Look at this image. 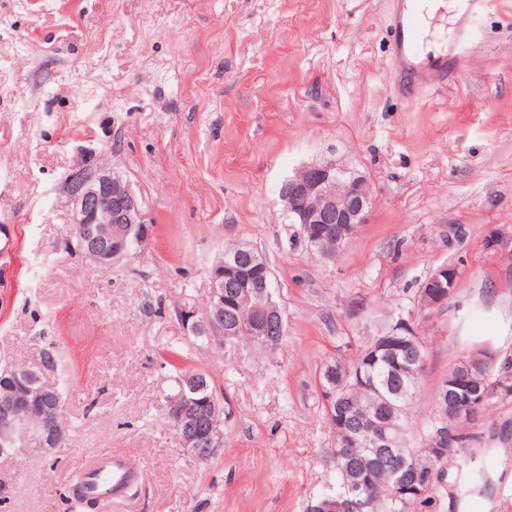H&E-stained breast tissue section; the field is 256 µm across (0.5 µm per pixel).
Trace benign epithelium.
<instances>
[{"label": "benign epithelium", "instance_id": "benign-epithelium-1", "mask_svg": "<svg viewBox=\"0 0 512 512\" xmlns=\"http://www.w3.org/2000/svg\"><path fill=\"white\" fill-rule=\"evenodd\" d=\"M72 196L75 209L74 223L82 226L80 247L85 257L101 264L126 257L136 244L147 240L150 227L145 223L139 203L128 185L109 170L101 169L91 176L77 172L72 177ZM291 223L301 227L300 236L311 243L334 238L336 251L326 252L325 258L336 253L353 238V227L367 222L373 206L367 178L361 173L334 164L308 166L282 187ZM115 225L109 238L95 232L96 225ZM486 247L507 258H512V237L498 235L486 240ZM249 257L258 264L261 275L242 278L239 261ZM270 270L264 260L255 256L251 248L238 244L224 253L213 270V285L209 294L211 311L205 321L193 320V312L186 311L182 320L187 328L197 330L205 326L230 336L243 332L252 342L273 348L277 337L284 334L280 307L267 291ZM457 266L444 264L434 270L422 284L420 303L423 309H436L445 304L456 291ZM234 286L230 299L237 308H248L253 318L224 329V283ZM0 385V455L9 452L35 451L44 457L52 455L60 439L53 429V419L60 407V398L48 394L38 385L34 371L14 369ZM455 414L460 419H471L477 404L500 393L510 394L512 388H502L490 394L472 387L468 375L457 374L452 383ZM205 384L188 377L180 393L169 400L168 418L176 425L179 442L189 456L207 459L223 446L224 429L219 410L212 398L204 394ZM37 409L42 420L32 423L28 411ZM432 457L421 463L407 465L404 457L388 450L380 455L382 466L392 476V487L399 495L408 491L430 488L435 479L434 459L456 451L455 443L441 433L432 439ZM369 506L365 482L349 484V489L334 492L309 506V512H365Z\"/></svg>", "mask_w": 512, "mask_h": 512}]
</instances>
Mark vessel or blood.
<instances>
[{
  "instance_id": "1",
  "label": "vessel or blood",
  "mask_w": 512,
  "mask_h": 512,
  "mask_svg": "<svg viewBox=\"0 0 512 512\" xmlns=\"http://www.w3.org/2000/svg\"><path fill=\"white\" fill-rule=\"evenodd\" d=\"M494 0H460L459 18L452 41H439L427 32L420 0H399L392 24L393 81L405 95L424 88H443L448 84V62L465 57L473 17L493 5ZM99 469L109 474V481L95 484L96 494H118L130 477L127 464L112 457L101 458Z\"/></svg>"
}]
</instances>
